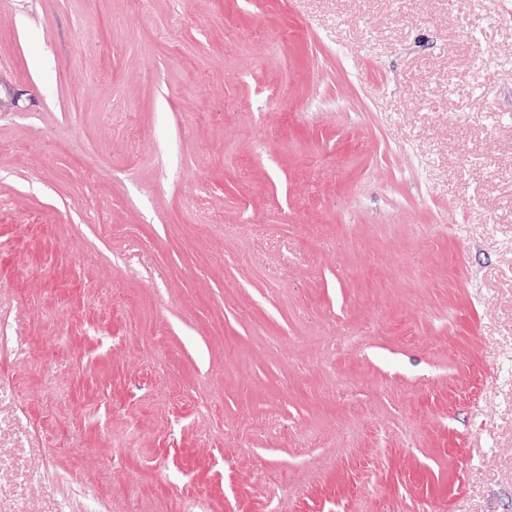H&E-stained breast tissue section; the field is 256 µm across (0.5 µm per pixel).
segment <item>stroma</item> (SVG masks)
<instances>
[{
	"label": "stroma",
	"mask_w": 512,
	"mask_h": 512,
	"mask_svg": "<svg viewBox=\"0 0 512 512\" xmlns=\"http://www.w3.org/2000/svg\"><path fill=\"white\" fill-rule=\"evenodd\" d=\"M502 58L512 0H0V512H512Z\"/></svg>",
	"instance_id": "35a3bbf8"
}]
</instances>
